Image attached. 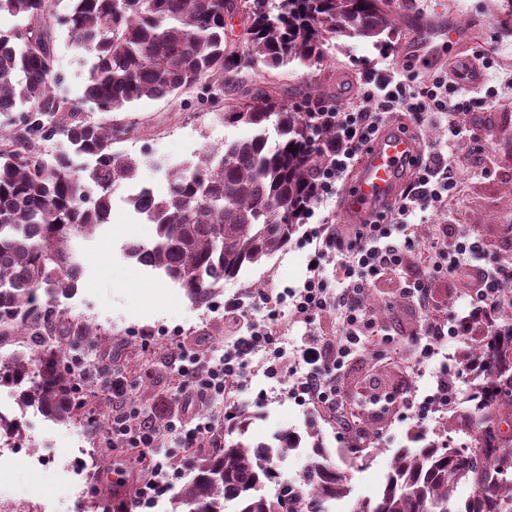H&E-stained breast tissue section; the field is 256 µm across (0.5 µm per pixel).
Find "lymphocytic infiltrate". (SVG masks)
<instances>
[{"mask_svg":"<svg viewBox=\"0 0 512 512\" xmlns=\"http://www.w3.org/2000/svg\"><path fill=\"white\" fill-rule=\"evenodd\" d=\"M411 76L398 72L368 73V86L330 118L336 130L335 145L314 181L313 202L327 203L339 195L338 183L358 156L375 140L388 118L408 113L420 127L447 125L448 138L438 143L424 161L415 165L413 182L387 213L367 224H332L321 220L305 228L310 268L299 288L283 292H243L224 302V329L230 346L214 358L203 352L183 353L178 369V397L222 403L233 415L242 391V378L250 365L264 376L294 379V399L312 403L336 415L347 400L340 386L342 372L357 353L368 350L383 327L366 304L374 283L384 274L407 267L415 274L401 294L419 309L415 333L418 344L406 358L411 368H430L434 384L429 394L416 398L401 391L399 402L426 420L455 405L458 383L464 373L481 370L479 360L456 367L442 361L445 344L470 345L475 326L494 335L499 323L512 321V254L491 253L484 237L460 224H436L426 242H419L416 228L426 215L442 213L460 187L454 150L459 142L478 143L474 130L460 120L466 90L447 78L434 76L429 85L416 88ZM334 260L326 269V260ZM457 282L455 301L434 298V281ZM292 322L313 323L334 311L336 339L311 336L300 345L283 346V307ZM263 310L255 319L253 310ZM100 391L112 406L107 421L108 443L114 448L136 450L147 476L136 485L134 501L142 505L173 488L171 472L177 457L219 447L222 443L213 419L196 421L169 416L166 432H158L151 415H135L129 406L130 385L124 374L103 379Z\"/></svg>","mask_w":512,"mask_h":512,"instance_id":"lymphocytic-infiltrate-1","label":"lymphocytic infiltrate"}]
</instances>
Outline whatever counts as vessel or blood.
<instances>
[{
  "instance_id": "1",
  "label": "vessel or blood",
  "mask_w": 512,
  "mask_h": 512,
  "mask_svg": "<svg viewBox=\"0 0 512 512\" xmlns=\"http://www.w3.org/2000/svg\"><path fill=\"white\" fill-rule=\"evenodd\" d=\"M410 39L417 48V57L430 61L442 58L466 42L460 29L425 21L414 25ZM420 153L418 143L408 135L387 133L371 144L345 192L342 223L373 220L380 208L392 205L397 199L396 183L402 165L418 159Z\"/></svg>"
}]
</instances>
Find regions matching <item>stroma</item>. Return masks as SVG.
Here are the masks:
<instances>
[{"instance_id": "obj_1", "label": "stroma", "mask_w": 512, "mask_h": 512, "mask_svg": "<svg viewBox=\"0 0 512 512\" xmlns=\"http://www.w3.org/2000/svg\"><path fill=\"white\" fill-rule=\"evenodd\" d=\"M501 0H391L401 26L417 17L443 19L448 24L470 30L466 47L471 58L493 53L497 65L487 70L486 78L498 87L507 103L465 113L464 121L487 139V150L480 164L468 163V144H460L458 156L461 187L448 202L447 223L467 224L477 230L492 251L506 248L499 232L506 217L512 216V31L499 24ZM57 58L56 69L62 76L61 91L70 98L82 96L89 66L70 47L67 30L57 25L51 30ZM406 35L394 38L390 47L381 48L358 39H342L332 56L306 66L289 64L267 69L266 77L276 87L279 98L291 104L331 88L337 102L344 103L360 95L364 74L371 69H387L412 64L413 54L406 51ZM226 97L213 90L195 86L174 98H161L135 104L111 115L123 135L114 148L138 157L143 165L140 181L155 195L167 191V181L159 169L160 161L193 160L204 150L223 146L224 142L250 136L243 125L224 121ZM132 187L119 182L112 187V214L109 224L99 229L87 251L84 273L77 289L59 296L61 307L77 320L96 326L100 338L95 344H77L63 338L57 349L67 354L93 353L99 371L123 367L137 368L132 393L142 411L165 404L167 412L184 408L174 396L176 370L181 349L222 354L224 350V301L242 290L260 291L263 287L301 286L306 277L309 248L300 236L261 265L248 268L237 278L225 282L212 303L198 306L183 289L150 268L126 258L123 248L130 242H147L154 235L153 225L143 223L128 205ZM413 274L412 269L390 273L373 286V294L384 306L383 321L400 345V352L376 361L357 356L342 379V388L352 402L369 397L373 388L402 387L426 394L433 386L429 375H417L403 365L412 344L416 316L401 290ZM291 380H268L246 375L242 404L254 416L248 430L252 441L269 439L276 430L292 429L306 433L314 429L336 466L344 470L352 493L343 512H353L358 501L373 496L388 469L393 452L410 446L412 436L444 440L450 445L469 443L474 427L460 421L455 412L440 419L419 420L413 410L390 408L384 419L373 421V435L363 447L352 438L340 435L339 428L313 405L298 403L289 393ZM0 403L9 406L21 420L22 434L15 443L19 455L0 466V498H26L42 505L44 512H76L78 499L86 498L88 483L98 484L105 493L120 491L133 498L136 479L130 471L131 457L123 449L108 448L103 426L92 424L97 413L88 404L73 418L57 421L45 417L34 406L25 405L18 388L0 386ZM201 418L219 412V405L197 404L188 408ZM48 453L46 463H36L37 448ZM93 449L101 463L92 478H85L78 466L86 449ZM128 472L126 485L116 487L117 472Z\"/></svg>"}]
</instances>
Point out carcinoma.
<instances>
[{
    "instance_id": "obj_1",
    "label": "carcinoma",
    "mask_w": 512,
    "mask_h": 512,
    "mask_svg": "<svg viewBox=\"0 0 512 512\" xmlns=\"http://www.w3.org/2000/svg\"><path fill=\"white\" fill-rule=\"evenodd\" d=\"M50 0H0V114L18 112L24 133L1 134L0 346L19 337L29 352L0 358V385L20 386L22 400L58 419H70L76 389L61 351L42 348L45 336L98 335L50 304L77 288L83 271L76 242L93 239L108 223L112 185L139 179L142 161L113 149L122 129L94 121L91 112H122L238 69L241 58L269 68L305 65L324 57L340 37L388 45L399 20L386 0H71L56 19ZM240 18L244 47L228 45L227 20ZM65 26L71 47L91 62L83 96L72 100L55 85V54L48 33ZM224 122L245 125L251 137L204 151L197 160L165 166L168 191L127 202L155 225L149 244L123 248L128 258L161 271L206 305L224 282L283 249L311 203L316 171L332 142L323 108L288 105L267 86L242 88ZM277 140L268 144V129ZM61 138L45 155L37 140ZM484 370L473 375V443L451 448L430 441L399 448L379 495L355 512H512V324L472 345ZM253 415L236 412V435L198 460L172 512H327L347 497L346 476L313 439L302 479L273 497L274 461L300 447L291 430L272 442L246 438ZM468 483L470 503L452 509L457 486Z\"/></svg>"
}]
</instances>
